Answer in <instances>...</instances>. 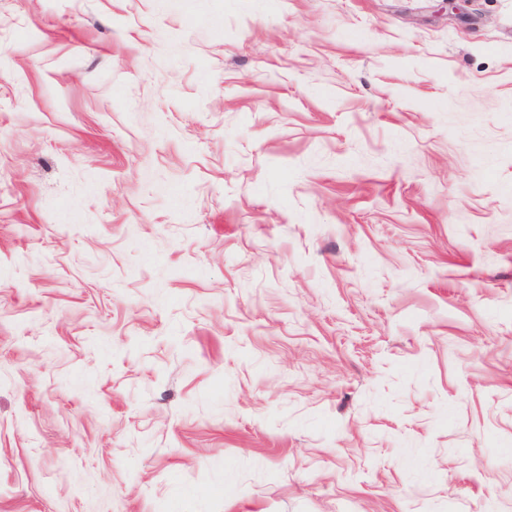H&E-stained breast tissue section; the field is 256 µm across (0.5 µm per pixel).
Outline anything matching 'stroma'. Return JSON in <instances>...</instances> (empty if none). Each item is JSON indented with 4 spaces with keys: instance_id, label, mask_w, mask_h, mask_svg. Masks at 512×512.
<instances>
[{
    "instance_id": "stroma-1",
    "label": "stroma",
    "mask_w": 512,
    "mask_h": 512,
    "mask_svg": "<svg viewBox=\"0 0 512 512\" xmlns=\"http://www.w3.org/2000/svg\"><path fill=\"white\" fill-rule=\"evenodd\" d=\"M0 512H512V0H0Z\"/></svg>"
}]
</instances>
